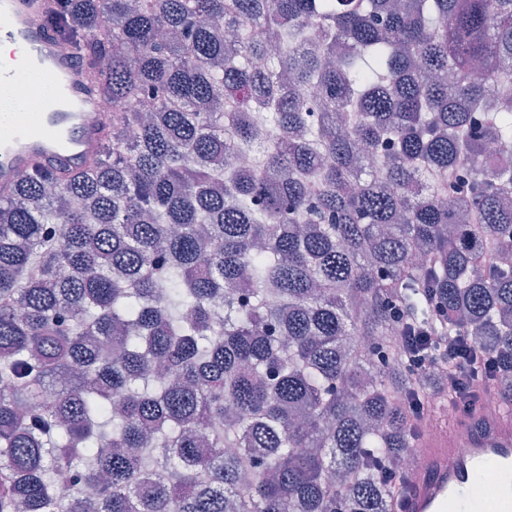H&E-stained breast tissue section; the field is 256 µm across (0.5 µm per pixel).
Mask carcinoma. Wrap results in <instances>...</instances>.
<instances>
[{
  "label": "carcinoma",
  "mask_w": 512,
  "mask_h": 512,
  "mask_svg": "<svg viewBox=\"0 0 512 512\" xmlns=\"http://www.w3.org/2000/svg\"><path fill=\"white\" fill-rule=\"evenodd\" d=\"M57 19L112 115L0 198V512H391L454 373L392 310L512 400V0ZM397 322L401 324L403 329L409 328L412 336H403L405 340L403 357L407 364L416 369H424L434 366L439 362V358L445 354L453 355L455 352L467 353L468 336H457L448 333V336L441 335L438 322L442 325L439 318L430 324L415 326L407 322L404 318V312H397Z\"/></svg>",
  "instance_id": "carcinoma-1"
}]
</instances>
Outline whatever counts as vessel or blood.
<instances>
[{
  "label": "vessel or blood",
  "instance_id": "obj_1",
  "mask_svg": "<svg viewBox=\"0 0 512 512\" xmlns=\"http://www.w3.org/2000/svg\"><path fill=\"white\" fill-rule=\"evenodd\" d=\"M49 0H0V40L21 51L16 66L0 70V192L8 193L34 166L77 169L100 140L86 69L59 49L61 36L45 24ZM27 85L35 115L18 111L15 90ZM423 459L404 512H512V419L498 414L427 433L416 449ZM492 475L491 506L477 508L474 479Z\"/></svg>",
  "mask_w": 512,
  "mask_h": 512
}]
</instances>
